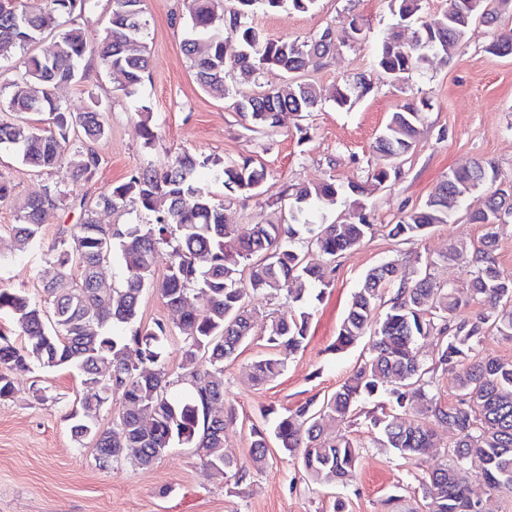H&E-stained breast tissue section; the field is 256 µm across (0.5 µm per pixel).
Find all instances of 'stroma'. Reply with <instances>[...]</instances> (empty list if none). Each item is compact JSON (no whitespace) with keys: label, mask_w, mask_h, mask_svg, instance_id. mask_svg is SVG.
<instances>
[{"label":"stroma","mask_w":512,"mask_h":512,"mask_svg":"<svg viewBox=\"0 0 512 512\" xmlns=\"http://www.w3.org/2000/svg\"><path fill=\"white\" fill-rule=\"evenodd\" d=\"M145 18L152 67L137 99L150 112L159 138L153 147H144L140 116L120 90L123 76L89 61L79 83L55 91L73 112L99 102L109 125L107 137L94 145L102 159L96 175L71 186L72 198L93 201L131 170L162 164L168 154L181 150L223 162L248 155L265 166L268 178L261 195L225 199V216L240 234L264 222L270 205H287L297 187L328 178L345 193L322 208L321 222L344 223L361 214L375 227L360 246L337 257L331 287L310 304L307 338L279 377L261 386L246 380L248 366L267 352L259 336L225 363L224 408L233 412L235 423L225 434L224 450L244 462L252 425L272 426L266 411L281 413L308 399H323L367 356L364 341L342 354L332 353L330 347L369 269L397 257L412 269L434 257L438 263L431 272L436 281L457 286L466 281L464 266L441 260L451 243L473 246L481 238L483 225L471 223L466 212L418 238L402 241L390 237L388 230L419 207L449 170L472 160L495 163L502 183H512V56L488 51L501 29L512 28V14H503L493 25L474 22L453 58H432L429 65L413 70L406 84L398 85L375 65L377 49L395 24L388 0H318L306 13H255L253 25L270 38L298 44L313 40L325 28L343 29L353 19L363 27L361 40L306 72V79L326 96L322 106L310 113H283L277 127L260 135L247 131L238 112L197 84L181 48L187 31L185 0H145ZM357 75L369 80V92L352 108H338L332 92ZM408 102L424 105L416 146L399 159L382 162L374 143L391 114ZM383 166L393 175L375 184L372 176ZM0 176L11 182L14 195L13 202L0 205V253L7 254L13 249L8 229L16 219V203L66 179L60 171L36 174L6 149L0 150ZM353 185L364 186V193H350ZM79 216L76 209L50 214L39 248L22 261L0 267V288L42 299L43 282L57 273L46 255L59 227L77 223ZM12 378L14 397L0 401V512H334L338 500L344 512H384V500L396 493L402 496L401 512H410L422 500L420 481L437 462L438 449L454 439L448 427H436V452L405 462L386 452L377 430L363 420L351 428L361 448L351 484L322 488L310 480L299 460L274 447L265 466L251 471L237 487L205 466L193 448L177 442L145 469L124 461L99 467L93 441H76L70 433L68 415L83 395L78 372L35 367L14 372ZM36 388L45 402L32 398Z\"/></svg>","instance_id":"35a3bbf8"}]
</instances>
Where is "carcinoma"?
Segmentation results:
<instances>
[{"mask_svg":"<svg viewBox=\"0 0 512 512\" xmlns=\"http://www.w3.org/2000/svg\"><path fill=\"white\" fill-rule=\"evenodd\" d=\"M97 0H0V69L24 68L6 104L0 107V148L13 150L22 164L37 172L64 167L74 182L90 180L101 163L89 146L109 130L98 105L70 112L54 96V89L81 79L80 65L91 56L100 67L124 76L120 91L136 94L150 69L145 43L144 0H113L105 35L91 42L74 16L91 11ZM318 0H188L189 31L183 50L190 59L197 84L224 100L245 117L246 130L260 134L277 126L284 112H310L321 101V89L295 76L321 64L322 59L351 46L362 35L357 21L338 33L330 27L302 44L271 39L249 24L256 10H312ZM422 0H389L399 25L418 20L413 39L399 32L381 43L377 67L392 78L409 76L429 55L452 57L469 26L481 15L497 22L512 0H478L471 14L447 10L419 19ZM55 34L51 49L34 52L44 36ZM274 73L278 85L266 84L251 98L237 101L227 83L231 70ZM369 84L360 76L336 89L334 102L351 107ZM422 101L406 103L393 112L373 150L384 160L400 158L417 141ZM48 114L41 130L25 114ZM210 171L214 182L231 192L257 196L267 171L250 156L223 164L210 157L182 151L161 168L140 167L126 180L103 192L92 204H82L80 222L64 226L47 260L57 277L37 301L10 288H0V310L11 313L24 344L16 346L0 333V400L13 397L14 371L69 367L79 371L84 392L70 413V432L77 441L90 438L95 451L110 462L126 460L139 468L153 464L173 441L196 450L214 471L243 482L249 468H262L269 455L265 430L250 429L251 467L224 452V432L233 418L224 416V363L255 332L250 297L281 291L301 307L288 315L272 314L262 329L269 353L253 362L247 380L254 386L280 376L291 355L306 339L311 313L305 310L309 290L331 286V264L372 233L363 218L347 224H320L321 208L332 205L339 187L332 179L303 186L292 195V223L268 221L252 225L247 235L225 223L224 203L201 181ZM499 171L488 161H473L448 173L424 203L392 225L388 235L412 238L435 224H448L477 190L487 195L484 208L512 219V189L496 187ZM129 203L153 214L151 224H100V208L118 211ZM70 206L69 191L48 186L27 199L11 225L14 259L40 246L43 225L54 211ZM497 230L490 228L480 245L448 248L444 262L463 260L469 267L466 288L484 311L469 318L459 314L460 296L452 285L437 283L431 274L406 270L392 260L370 269L354 293L341 321L333 351L342 353L368 338L370 353L336 389L317 402L310 400L285 409L274 426L277 448L296 457L311 480L321 486H346L353 480L360 446L336 426L351 424L358 406L381 393L389 409L370 417L380 430L383 446L403 460L424 456L435 447L434 427L446 425L455 434L439 462L422 478L421 509L408 512H491L471 490L472 468L483 480L486 500L512 493V361L482 353L490 336L512 340V275L501 271L495 257ZM115 258L123 279L109 281L101 267ZM166 270L157 278L156 267ZM77 268V276L70 275ZM396 286L390 306L383 308V292ZM159 290L178 313L173 326L157 322L137 325L143 294ZM201 299L200 312L194 300ZM181 340L187 372L176 378L164 362L165 342L172 333ZM431 342L434 354L426 364L417 357L421 342ZM112 364L103 374L104 363ZM457 370V401L442 402L437 375ZM185 385L182 400L167 396L169 387ZM112 397L124 404L112 428L98 424L102 406Z\"/></svg>","mask_w":512,"mask_h":512,"instance_id":"carcinoma-1","label":"carcinoma"}]
</instances>
